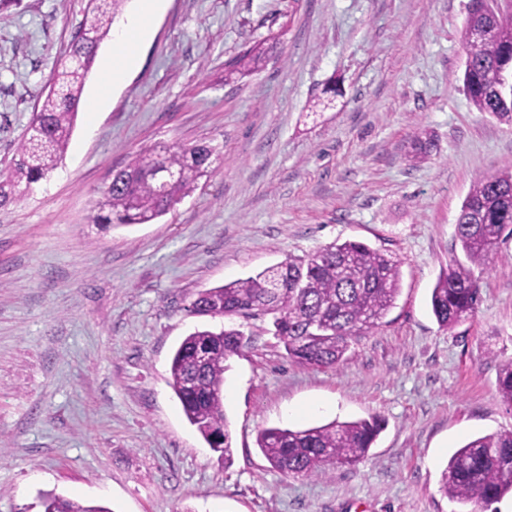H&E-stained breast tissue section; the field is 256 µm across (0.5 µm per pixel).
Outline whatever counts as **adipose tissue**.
Wrapping results in <instances>:
<instances>
[{
  "mask_svg": "<svg viewBox=\"0 0 512 512\" xmlns=\"http://www.w3.org/2000/svg\"><path fill=\"white\" fill-rule=\"evenodd\" d=\"M138 12L128 16L117 27L112 39V54L105 64L108 86L118 84L139 62L137 48L147 36L150 20L158 0H141Z\"/></svg>",
  "mask_w": 512,
  "mask_h": 512,
  "instance_id": "obj_1",
  "label": "adipose tissue"
}]
</instances>
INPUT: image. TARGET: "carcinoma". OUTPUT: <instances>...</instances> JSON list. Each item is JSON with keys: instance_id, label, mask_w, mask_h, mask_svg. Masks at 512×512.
<instances>
[{"instance_id": "cac0c4a2", "label": "carcinoma", "mask_w": 512, "mask_h": 512, "mask_svg": "<svg viewBox=\"0 0 512 512\" xmlns=\"http://www.w3.org/2000/svg\"><path fill=\"white\" fill-rule=\"evenodd\" d=\"M126 0H88L80 23L48 91L41 94L7 174H0V207L22 198L63 159L72 136L86 78L101 42ZM490 29L478 51L466 56L463 90L475 109L512 125V7L497 0H469L461 31L470 50L475 30ZM266 59L257 44L241 55L236 72L260 68ZM221 167L207 145H172L136 154L113 174L96 203L93 224H149L192 193ZM512 237V173H483L462 202L455 228L461 255L453 256L431 292L432 313L450 329L481 301L475 271L490 269L493 251ZM401 291L399 263L354 240L333 242L304 260H288L245 279L199 293L192 310L211 317L272 316L273 335L288 355L313 366H335L351 344L374 329ZM247 345L243 331L197 330L176 349L169 385L188 422L224 460L232 454L222 388L227 361ZM497 389L512 406V360L500 365ZM385 421L378 415L356 421L291 430L265 428L257 446L273 468L288 477L318 478L336 465H354L368 455ZM441 491L461 504L476 501L483 512L512 493V434L478 437L456 450L441 474ZM43 512H110L47 493Z\"/></svg>"}]
</instances>
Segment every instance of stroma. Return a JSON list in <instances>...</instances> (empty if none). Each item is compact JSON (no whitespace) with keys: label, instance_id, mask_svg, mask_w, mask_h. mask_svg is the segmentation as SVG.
I'll return each instance as SVG.
<instances>
[{"label":"stroma","instance_id":"stroma-1","mask_svg":"<svg viewBox=\"0 0 512 512\" xmlns=\"http://www.w3.org/2000/svg\"><path fill=\"white\" fill-rule=\"evenodd\" d=\"M468 2L160 0L103 110L93 64L62 161L0 208V512H42L45 493L111 512H461L440 490L450 455L512 433L497 391L512 358V238L473 315L445 329L429 305L474 178L512 172V125L462 89ZM84 8L0 5V170ZM257 43L264 67L226 75ZM331 82L335 108L311 111ZM423 132L434 146L412 157ZM175 144L214 147L220 171L154 223H91L113 171ZM346 239L398 261L394 307L334 367L290 358L270 317L241 320L221 460L168 384L178 344L222 325L191 303ZM371 414L386 427L368 456L321 479L283 475L256 445L264 428Z\"/></svg>","mask_w":512,"mask_h":512}]
</instances>
